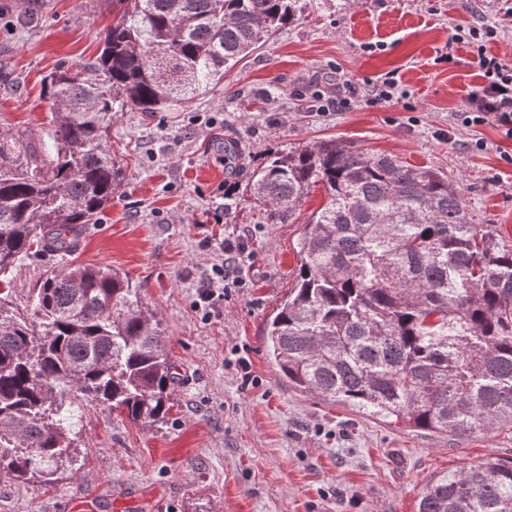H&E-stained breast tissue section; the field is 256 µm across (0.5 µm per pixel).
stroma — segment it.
I'll use <instances>...</instances> for the list:
<instances>
[{
  "instance_id": "obj_1",
  "label": "stroma",
  "mask_w": 512,
  "mask_h": 512,
  "mask_svg": "<svg viewBox=\"0 0 512 512\" xmlns=\"http://www.w3.org/2000/svg\"><path fill=\"white\" fill-rule=\"evenodd\" d=\"M290 26L224 73V86L180 112H120L109 132L123 187L88 225L76 264L109 265L143 288L163 317L177 366L173 408L147 427L93 405L71 420L78 469L51 489L0 476V512H416L444 473L512 460V430L451 437L386 423L288 386L263 331L295 283L297 239L326 200L304 197L283 224H263L244 198L247 172L274 152L333 140L432 167L461 182L474 223L512 246V139L494 125L455 121L480 84L458 28L480 20L503 33L489 53L512 62V19L499 0H301ZM0 126L45 138V75L78 70L103 47L112 0H0ZM453 61H445L444 53ZM396 73L405 95L370 105L348 86ZM329 107L320 114L318 104ZM449 132L450 141L439 139ZM486 147L475 151L471 143ZM236 143L241 168L222 163ZM240 203L213 212L222 185ZM247 234L245 287L214 316L194 309L200 274L223 256L204 238ZM241 354L251 383L228 361Z\"/></svg>"
}]
</instances>
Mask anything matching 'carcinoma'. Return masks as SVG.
I'll return each mask as SVG.
<instances>
[{
  "mask_svg": "<svg viewBox=\"0 0 512 512\" xmlns=\"http://www.w3.org/2000/svg\"><path fill=\"white\" fill-rule=\"evenodd\" d=\"M298 0H117L100 55L46 76L47 139L0 133V474L48 487L76 461L68 408L89 403L166 423L177 377L163 319L107 265L71 264L17 305L15 272L66 259L124 182L117 112H174L292 24ZM303 225L295 285L266 347L295 389L385 422L454 437L512 428V249L473 224L440 172L334 140L272 153L245 194ZM417 512H512V462L449 472Z\"/></svg>",
  "mask_w": 512,
  "mask_h": 512,
  "instance_id": "obj_1",
  "label": "carcinoma"
}]
</instances>
